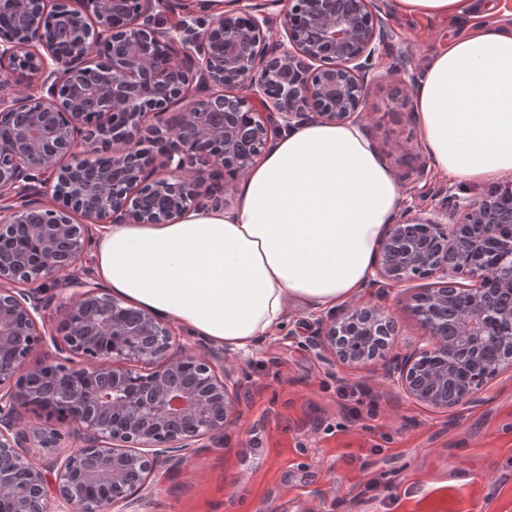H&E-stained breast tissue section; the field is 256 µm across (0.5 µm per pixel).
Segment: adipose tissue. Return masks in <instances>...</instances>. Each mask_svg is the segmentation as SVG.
Returning a JSON list of instances; mask_svg holds the SVG:
<instances>
[{"label":"adipose tissue","mask_w":512,"mask_h":512,"mask_svg":"<svg viewBox=\"0 0 512 512\" xmlns=\"http://www.w3.org/2000/svg\"><path fill=\"white\" fill-rule=\"evenodd\" d=\"M395 5L421 22L471 20L432 53L413 94L434 169L465 185L512 175V28L489 24L482 0ZM403 201L360 126L310 121L275 134L233 207L106 227L93 273L126 303L244 352L289 308L325 312L358 297Z\"/></svg>","instance_id":"obj_1"}]
</instances>
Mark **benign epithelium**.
Returning a JSON list of instances; mask_svg holds the SVG:
<instances>
[{
    "instance_id": "obj_1",
    "label": "benign epithelium",
    "mask_w": 512,
    "mask_h": 512,
    "mask_svg": "<svg viewBox=\"0 0 512 512\" xmlns=\"http://www.w3.org/2000/svg\"><path fill=\"white\" fill-rule=\"evenodd\" d=\"M15 3L26 37L0 42V70L21 62L26 82L0 95V122L14 126L0 136V512H119L162 459L220 441L239 377L220 349L172 352L169 321L113 297L91 271L61 275L88 259L99 227L168 224L226 204L203 191L208 169L244 175L276 131L363 121L373 60L393 30L372 0H264L286 32L267 49L266 15L204 20L221 0H80L72 47L45 30L50 0ZM229 80L248 91L234 112L224 111ZM177 103L179 123L163 120ZM99 152L108 165L83 158ZM424 279L432 286L409 306L427 340L386 375L446 410L475 399L502 366L470 375L490 333L512 351L511 181L478 195L450 187L441 206L408 207L388 226L371 285ZM62 287L75 299L55 333L39 319ZM400 331L382 309L355 305L319 321L308 347L329 366L355 365L384 358ZM42 346L56 362L30 363ZM27 405L76 425L83 445L34 464L20 449L57 448L62 435L21 425Z\"/></svg>"
}]
</instances>
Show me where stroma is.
Here are the masks:
<instances>
[{"label": "stroma", "instance_id": "35a3bbf8", "mask_svg": "<svg viewBox=\"0 0 512 512\" xmlns=\"http://www.w3.org/2000/svg\"><path fill=\"white\" fill-rule=\"evenodd\" d=\"M373 10L396 32L415 68L467 19L426 25L398 16L393 0ZM367 98L368 134L401 176L408 205L430 209L447 182L409 178L423 147L412 102L397 92V55ZM408 291L365 289L402 326L393 353L421 342ZM316 315L294 309L285 326L247 352L229 353L243 380L239 418L223 446L192 461H161L151 489L128 512H512V366L477 401L445 411L400 393L381 366L322 363L306 340Z\"/></svg>", "mask_w": 512, "mask_h": 512}]
</instances>
